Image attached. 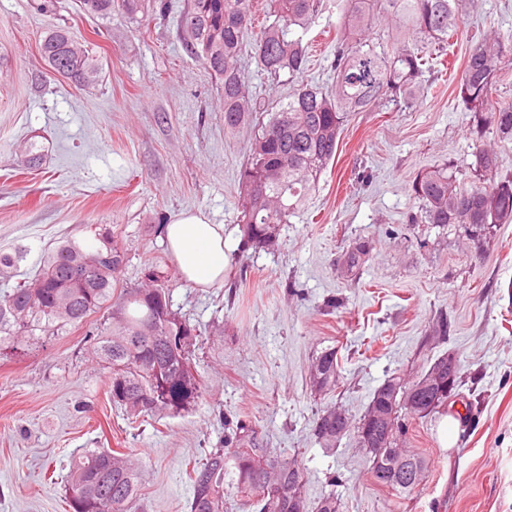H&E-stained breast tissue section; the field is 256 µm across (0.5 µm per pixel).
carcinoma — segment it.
I'll list each match as a JSON object with an SVG mask.
<instances>
[{"instance_id": "1", "label": "carcinoma", "mask_w": 512, "mask_h": 512, "mask_svg": "<svg viewBox=\"0 0 512 512\" xmlns=\"http://www.w3.org/2000/svg\"><path fill=\"white\" fill-rule=\"evenodd\" d=\"M85 14L104 18L119 9L134 16L145 0H78ZM466 0H343L336 37L334 81L328 88L301 83L269 107L252 101L239 65L253 0H190L184 30L190 53L224 91V128L247 123L257 129L240 177L243 201L239 224L243 244L271 248L288 216L305 201L320 174L335 157L350 113L384 102L396 111L416 103L425 73L457 32ZM325 9L323 0H271L274 20L255 40L254 55L273 79L296 81L308 63V46L295 29L307 30ZM41 54L48 67L79 85L99 81L102 63L83 49L67 27L47 35ZM512 66V34L489 33L468 49L458 96L473 114L472 133L480 141L491 130L512 141V103L494 98L501 71ZM465 186L462 171L448 165L418 175L411 190L417 209L407 223L424 224L441 235L464 227L478 237L512 223V174L498 168L493 149L477 145ZM93 239L67 238L45 255L32 276L0 292V350L37 344L71 327L91 324L96 352L110 369L112 404L129 423L144 416H176L191 410L206 388L193 357L200 340L196 327L172 309L168 274L147 272L151 287L119 289L126 255L112 236L90 229ZM24 250L0 253V278L15 277ZM95 259L97 272L85 273ZM370 258L367 242L354 241L341 258L344 274L360 273ZM340 375L336 348L315 356L310 388L336 390ZM462 380L454 356L435 359L412 380L391 375L373 393L365 413L352 418L341 407L320 413L313 434L326 449L343 437L355 438L373 481L398 493L423 483L426 460L397 447L406 432L402 415L425 418L459 396ZM188 512H228L234 498L250 497L254 512H309L304 474L294 459L263 447L241 420L224 419V439L189 472ZM139 473L127 454L111 448H84L70 462L67 502L71 512H139ZM335 491L318 500L315 512H341Z\"/></svg>"}]
</instances>
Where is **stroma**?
<instances>
[{
  "label": "stroma",
  "mask_w": 512,
  "mask_h": 512,
  "mask_svg": "<svg viewBox=\"0 0 512 512\" xmlns=\"http://www.w3.org/2000/svg\"><path fill=\"white\" fill-rule=\"evenodd\" d=\"M187 3L171 0L144 21L117 10L92 18L76 0H0V251L23 248L19 271L29 275L58 241L87 239V225L109 231L127 256L122 287H141L152 266L169 273L175 310L202 332L196 368L207 384L193 410L131 425L85 328L4 350L0 512H68L65 477L79 448L125 449L139 466L143 512H184L187 465L223 437L228 417L297 459L309 503L333 488L342 512H512V224L472 239L405 222L417 175L473 160V118L455 79L471 38L512 32V0H476L463 14L447 73L429 77L416 107L349 115L335 158L272 251L244 246L235 231L254 133L225 130L222 91L183 43ZM341 18L342 0H328L304 33L305 81L331 83ZM59 26L102 62L98 85L53 74L42 59L43 38ZM257 35L248 31L241 64L250 93L276 102L291 88L258 67ZM31 136L45 161L25 171L15 146ZM184 211L233 229L224 283L193 286L174 265L162 227ZM357 239L372 258L351 279L338 262ZM442 314L449 332L438 343L429 330ZM328 346L340 378L318 398L308 367ZM448 353L462 393L480 404L468 412L452 401L411 421L410 446L428 461L418 492L399 497L374 483L353 437L331 451L315 442L323 409L337 403L361 416L389 373L414 378ZM446 417L458 427L449 448L439 437Z\"/></svg>",
  "instance_id": "stroma-1"
}]
</instances>
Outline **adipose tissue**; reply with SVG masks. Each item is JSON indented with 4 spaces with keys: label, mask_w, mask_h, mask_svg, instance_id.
<instances>
[{
    "label": "adipose tissue",
    "mask_w": 512,
    "mask_h": 512,
    "mask_svg": "<svg viewBox=\"0 0 512 512\" xmlns=\"http://www.w3.org/2000/svg\"><path fill=\"white\" fill-rule=\"evenodd\" d=\"M164 235L184 280L200 288L223 281L231 262L223 225L184 213L165 226Z\"/></svg>",
    "instance_id": "adipose-tissue-1"
}]
</instances>
